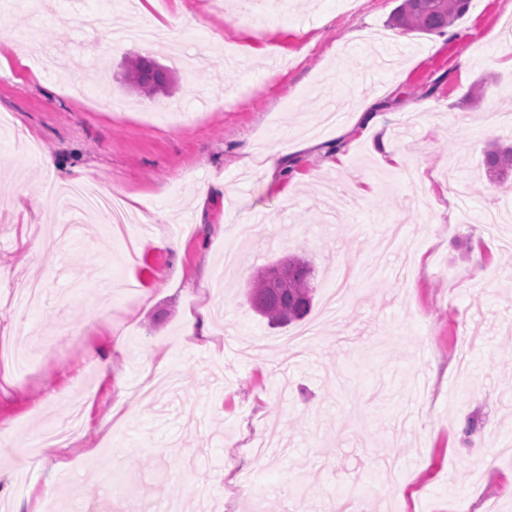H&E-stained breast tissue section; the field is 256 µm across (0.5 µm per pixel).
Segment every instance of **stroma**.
Masks as SVG:
<instances>
[{
    "instance_id": "35a3bbf8",
    "label": "stroma",
    "mask_w": 512,
    "mask_h": 512,
    "mask_svg": "<svg viewBox=\"0 0 512 512\" xmlns=\"http://www.w3.org/2000/svg\"><path fill=\"white\" fill-rule=\"evenodd\" d=\"M400 2L159 0L153 16L182 17L175 43L112 50L141 19L121 0L37 14L0 0V113L14 123L0 140V261L14 274L0 276V352L29 339L27 372L0 393L9 512L45 489L60 512H336L341 498L353 512H512V172L500 183L483 165L512 141L487 122L512 107V0H470L433 33L392 26ZM138 55L167 68L166 93L127 84ZM369 98L380 128L365 134L351 121ZM333 103L347 140L318 125ZM314 124L320 151L294 150ZM382 136L397 161L372 151ZM30 137L55 171L27 155ZM274 148L288 169L266 168ZM69 179L124 196L135 223L88 211L50 237L60 204L45 186ZM202 183L224 190L203 210ZM141 221L180 250L154 248ZM290 256L314 267L318 333L297 347L303 322L269 326L246 294ZM203 308L211 336L185 342ZM159 349L155 391L113 417ZM81 353L111 373L78 368ZM85 387L69 466L31 455Z\"/></svg>"
}]
</instances>
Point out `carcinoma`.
I'll list each match as a JSON object with an SVG mask.
<instances>
[{
    "mask_svg": "<svg viewBox=\"0 0 512 512\" xmlns=\"http://www.w3.org/2000/svg\"><path fill=\"white\" fill-rule=\"evenodd\" d=\"M470 0H402L394 14L395 25L423 32H436L450 26L468 9ZM128 78L143 93L151 96L164 90L163 68L144 57L128 64ZM484 165L489 174L502 175L512 169V147L492 145L484 151ZM294 272L292 287L274 288L272 282L280 264L262 270L251 288L253 308L272 324H287L304 319L311 310L314 289L312 269L307 261L296 257L283 260Z\"/></svg>",
    "mask_w": 512,
    "mask_h": 512,
    "instance_id": "carcinoma-1",
    "label": "carcinoma"
}]
</instances>
